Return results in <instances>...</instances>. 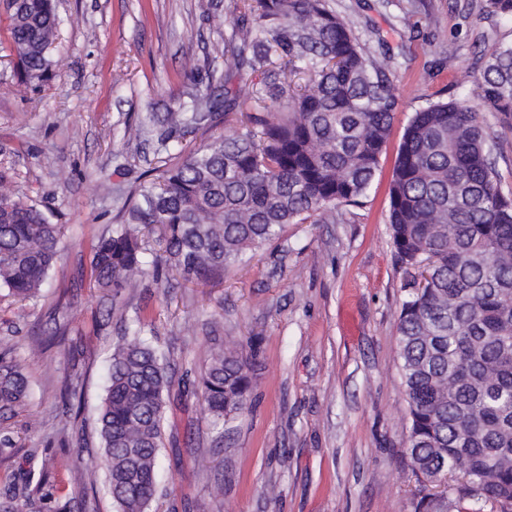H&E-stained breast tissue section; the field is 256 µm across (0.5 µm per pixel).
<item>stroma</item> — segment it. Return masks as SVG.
I'll list each match as a JSON object with an SVG mask.
<instances>
[{
	"label": "stroma",
	"mask_w": 512,
	"mask_h": 512,
	"mask_svg": "<svg viewBox=\"0 0 512 512\" xmlns=\"http://www.w3.org/2000/svg\"><path fill=\"white\" fill-rule=\"evenodd\" d=\"M482 0H328L367 51H388L402 92L372 189L336 224H289L223 279L145 274L105 311L90 282V245L121 221L128 192L157 162L160 127L185 59L208 76L236 0H55L65 24L41 88L9 45L0 7V160L12 186L61 225L63 257L36 299L0 298V364L29 381L24 405L0 412V502L15 512H115L106 483L74 484L77 461L99 462L97 417L109 357L124 329L168 352L170 403L151 512H415L425 490L409 465L397 350L411 280L388 229V190L403 128L438 100L466 101L497 143L512 190V123L488 111L474 75L512 19ZM126 78L117 83L116 71ZM257 352L250 406L217 434L201 415L208 349ZM76 384V396L66 395ZM44 475L39 505L26 478Z\"/></svg>",
	"instance_id": "35a3bbf8"
}]
</instances>
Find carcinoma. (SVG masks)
<instances>
[{
	"mask_svg": "<svg viewBox=\"0 0 512 512\" xmlns=\"http://www.w3.org/2000/svg\"><path fill=\"white\" fill-rule=\"evenodd\" d=\"M486 14L512 17V0H484ZM224 39V92L189 86L158 118L166 126L155 177L128 198L127 218L92 248L91 277L118 294L147 264L208 281L237 266L288 224L340 221L339 206L365 197L401 99L393 58L368 53L327 0H239ZM9 40L24 78L46 77L64 20L53 0H20L7 11ZM257 82L228 86L231 72ZM488 110L512 116V43L497 47L476 78ZM240 113L245 130L212 138L177 158L179 137L219 113ZM478 113L459 101L416 111L401 136L389 189V230L400 260L425 281L401 303L398 348L415 475L450 477L457 503L512 512V197ZM0 166V296H37L60 256L61 226L10 187ZM165 242L153 256L130 228ZM255 354L215 345L202 375L203 413L217 426L246 407ZM21 370L0 365V408L28 396ZM170 382L166 357L135 331L113 348L99 415L105 480L116 512H149ZM95 485L99 466H73ZM417 512H448L443 495Z\"/></svg>",
	"mask_w": 512,
	"mask_h": 512,
	"instance_id": "carcinoma-1",
	"label": "carcinoma"
}]
</instances>
